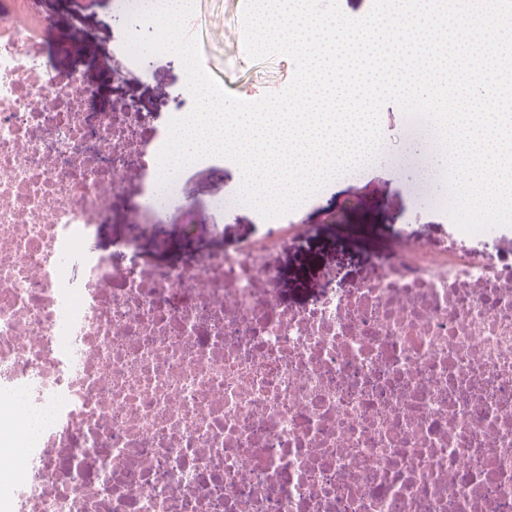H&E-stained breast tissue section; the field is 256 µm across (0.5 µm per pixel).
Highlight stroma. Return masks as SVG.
I'll list each match as a JSON object with an SVG mask.
<instances>
[{"mask_svg": "<svg viewBox=\"0 0 512 512\" xmlns=\"http://www.w3.org/2000/svg\"><path fill=\"white\" fill-rule=\"evenodd\" d=\"M37 7L62 23L77 22L90 31L99 67L111 69L113 52L125 36L118 0H37ZM242 17L240 0H194L186 30L197 39L208 73L236 97L258 99L281 92L293 79L292 60L283 55L253 60L241 54ZM185 85L184 67L173 55L150 57L137 92L155 101L156 129L166 130L170 118L191 111L193 99L186 95ZM379 126L383 145L376 156L304 201L298 218L313 225L314 233L282 258L289 287H309L304 272L331 255H342L353 270L366 263L369 246L399 233L425 241L450 233L447 216L432 203L434 162L425 148L424 129L392 102L382 107ZM234 168L231 160L207 158L176 179L141 241L146 263L174 259L166 245L181 238L188 224L197 225L195 245L203 250L231 249L258 232L253 207L236 199ZM336 221L367 225L369 239L337 238L332 228Z\"/></svg>", "mask_w": 512, "mask_h": 512, "instance_id": "obj_1", "label": "stroma"}]
</instances>
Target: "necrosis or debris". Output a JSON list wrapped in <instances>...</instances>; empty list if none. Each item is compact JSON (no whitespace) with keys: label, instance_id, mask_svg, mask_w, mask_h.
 I'll use <instances>...</instances> for the list:
<instances>
[{"label":"necrosis or debris","instance_id":"4bbe7bcc","mask_svg":"<svg viewBox=\"0 0 512 512\" xmlns=\"http://www.w3.org/2000/svg\"><path fill=\"white\" fill-rule=\"evenodd\" d=\"M0 0V469L10 512H512V259L485 233L332 256L290 297L308 224L150 267L156 194L88 249L165 137ZM84 266L83 286L68 272Z\"/></svg>","mask_w":512,"mask_h":512}]
</instances>
